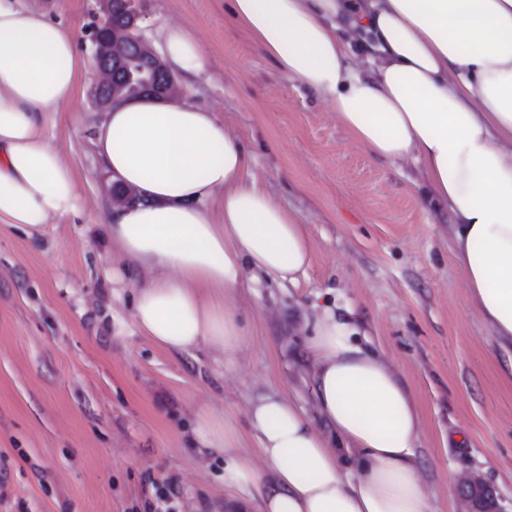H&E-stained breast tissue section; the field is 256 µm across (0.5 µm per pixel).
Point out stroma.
Segmentation results:
<instances>
[{
  "label": "stroma",
  "instance_id": "stroma-1",
  "mask_svg": "<svg viewBox=\"0 0 512 512\" xmlns=\"http://www.w3.org/2000/svg\"><path fill=\"white\" fill-rule=\"evenodd\" d=\"M52 9L87 60L75 98L46 113L43 136L78 184L75 212L29 233L0 224V512H147L156 483L180 512H225L238 488L223 455L194 436L200 410L236 426V455L258 458L249 432L256 396L276 392L319 414L307 341L330 313L404 380L420 412L416 464L432 512H466L458 485L480 475L512 512V353L471 305L453 258L447 209L411 160L373 158L330 102L286 77L224 11V0H140L142 34L188 29L204 51L192 102L215 112L250 150L255 178L304 224L312 262L295 285L243 274L226 297L245 336L230 356H174L133 316L98 223L113 182L91 142L102 119L87 28L93 0H24Z\"/></svg>",
  "mask_w": 512,
  "mask_h": 512
}]
</instances>
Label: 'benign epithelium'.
<instances>
[{
	"label": "benign epithelium",
	"mask_w": 512,
	"mask_h": 512,
	"mask_svg": "<svg viewBox=\"0 0 512 512\" xmlns=\"http://www.w3.org/2000/svg\"><path fill=\"white\" fill-rule=\"evenodd\" d=\"M114 0H96V10L89 25L93 55L99 78L91 91L95 108L100 112L130 101L124 83L117 73L132 64L140 65L145 73L141 94L160 101L177 97L180 89L174 77L165 68L142 35L141 23L145 15L137 8L136 0H122L128 24L112 25ZM462 496L468 512H503L498 504L496 490L477 476L470 475L461 482Z\"/></svg>",
	"instance_id": "7a95c632"
}]
</instances>
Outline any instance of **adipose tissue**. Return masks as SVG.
Returning <instances> with one entry per match:
<instances>
[{
    "instance_id": "ef3b65f1",
    "label": "adipose tissue",
    "mask_w": 512,
    "mask_h": 512,
    "mask_svg": "<svg viewBox=\"0 0 512 512\" xmlns=\"http://www.w3.org/2000/svg\"><path fill=\"white\" fill-rule=\"evenodd\" d=\"M224 9L285 76L328 99L368 153L418 165L429 203L452 216L472 305L512 346V0H224ZM164 43L170 70L188 79L203 69L185 28L166 29ZM85 66L48 12L0 0L1 224L33 231L74 211L76 179L40 119L74 98ZM93 144L112 179L137 194L101 222L125 262L113 282L128 269L145 275L138 328L170 352L232 355L242 331L222 293L246 269L296 283L312 258L303 224L247 178L249 151L190 99L114 106ZM354 334L327 315L308 339L327 432L280 394L252 402L268 473L232 459L245 484L232 512H431L415 464V398ZM194 433L219 453L238 440L208 410Z\"/></svg>"
}]
</instances>
